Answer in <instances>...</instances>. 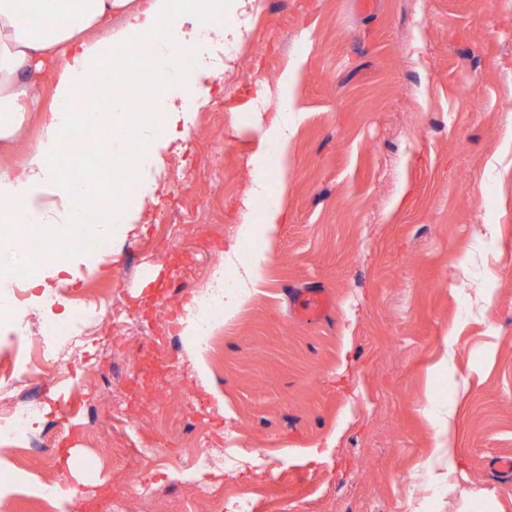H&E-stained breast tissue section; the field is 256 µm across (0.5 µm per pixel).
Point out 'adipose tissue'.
Listing matches in <instances>:
<instances>
[{
  "mask_svg": "<svg viewBox=\"0 0 512 512\" xmlns=\"http://www.w3.org/2000/svg\"><path fill=\"white\" fill-rule=\"evenodd\" d=\"M37 2L38 20L29 25L20 20L22 0H0V144L19 143L33 115H40L43 126L40 137L27 145L21 169L0 167V223L54 225L64 254L90 256L92 240L124 232L138 220L142 204L124 195L123 186L150 168L154 143L168 135L178 120L167 89L175 84L186 91L195 85L197 72L187 61L196 52L197 29L216 15L235 17L240 0H192L186 11L178 0ZM115 15L122 18L123 26L114 37L113 68L106 73L87 34ZM189 16L196 25L192 31L184 28ZM156 37L168 62L164 68L145 52ZM50 69L56 76V106L45 112L38 82ZM92 80L109 97L107 111H73ZM294 82V71L281 74L274 90L277 106L263 126L268 156L282 161L296 131L288 115ZM145 88L152 91L154 111L128 112L135 90ZM78 124L105 130L98 151L119 159L109 170L107 203L98 201L97 180L67 179L61 174L66 135ZM268 156L256 159L249 189L250 196L263 199L264 208L259 222L241 226L244 236H271L283 219L282 195L269 190Z\"/></svg>",
  "mask_w": 512,
  "mask_h": 512,
  "instance_id": "ef3b65f1",
  "label": "adipose tissue"
}]
</instances>
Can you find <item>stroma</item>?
<instances>
[{"instance_id": "obj_1", "label": "stroma", "mask_w": 512, "mask_h": 512, "mask_svg": "<svg viewBox=\"0 0 512 512\" xmlns=\"http://www.w3.org/2000/svg\"><path fill=\"white\" fill-rule=\"evenodd\" d=\"M247 27L221 79L201 80L207 110L169 87L184 117L156 148L157 188L129 192L145 218L46 275L56 319L107 292L131 325H89L66 392L26 382L48 449L0 455V512H235L237 497L254 512H512V477L488 467L512 455V0H260ZM293 65L290 162L269 167L271 189L288 179L282 225L203 382L165 325L261 215L242 204L259 103ZM479 224L498 232L476 239ZM304 288L331 310L297 318ZM40 321L0 313L1 368ZM448 407L461 457L432 483V412ZM201 435L223 462L183 468ZM50 481L62 498L41 499Z\"/></svg>"}]
</instances>
